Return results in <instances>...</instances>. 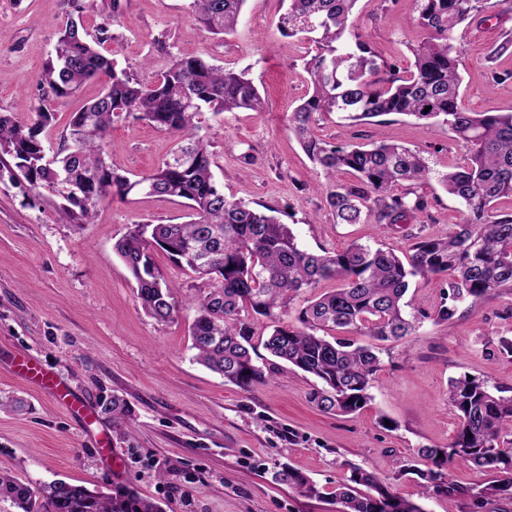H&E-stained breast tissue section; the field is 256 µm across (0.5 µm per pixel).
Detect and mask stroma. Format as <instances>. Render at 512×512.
Returning a JSON list of instances; mask_svg holds the SVG:
<instances>
[{"mask_svg": "<svg viewBox=\"0 0 512 512\" xmlns=\"http://www.w3.org/2000/svg\"><path fill=\"white\" fill-rule=\"evenodd\" d=\"M281 0H247L234 34L220 38L191 20V0H122L119 21L83 16L88 31L109 24V54L140 77L155 79L168 62L155 39L172 52L216 65L248 69L265 97L262 112L205 115L215 174L227 197L287 206L283 221L311 251H336L352 240L406 250L414 222L380 229L335 223L327 181L313 169L288 128V115L309 89L308 41L283 37ZM69 13L67 0H0V111L26 119L42 94L40 75ZM414 0H359L353 29L384 60L410 68L411 45L426 36ZM512 34V14L462 26V104L472 112L512 111V80L497 83L484 71L490 50ZM335 141L383 136L421 148L438 171L461 163L468 150L442 128L409 116L383 126L320 124ZM173 146L167 134L130 119L116 121L107 161L142 177ZM428 201L426 233L451 231L463 206L437 182L419 189ZM189 211L158 195L137 194L102 203L93 224L77 228L48 191L29 190L0 154V472L43 485L63 480L112 492L128 488L160 501L165 512H337L336 503L303 497L276 480L290 466L324 488L359 465L406 497L416 487L397 477L419 448H443L458 425L448 402L450 379L471 375L512 394V359L499 355L512 336V298L463 305L454 325L426 321L411 336L380 345L381 369L371 402L353 415L319 411L308 400L313 376L281 370L244 391L199 365L187 327L194 312L185 299L197 290L192 275L154 253L156 265L178 287L179 306L160 323L147 316L115 243L138 223L180 224ZM34 357L86 410L76 413L46 391L14 375L13 358ZM117 396L132 422L116 432L99 412Z\"/></svg>", "mask_w": 512, "mask_h": 512, "instance_id": "35a3bbf8", "label": "stroma"}]
</instances>
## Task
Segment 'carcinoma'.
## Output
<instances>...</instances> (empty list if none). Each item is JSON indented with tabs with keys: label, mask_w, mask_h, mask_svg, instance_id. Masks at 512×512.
<instances>
[{
	"label": "carcinoma",
	"mask_w": 512,
	"mask_h": 512,
	"mask_svg": "<svg viewBox=\"0 0 512 512\" xmlns=\"http://www.w3.org/2000/svg\"><path fill=\"white\" fill-rule=\"evenodd\" d=\"M415 2L417 24L428 37L412 49V67L402 74L350 27L357 0H288L279 25L283 36L301 34L315 46L305 62L309 90L290 113L288 126L308 159L334 180L326 202L336 223L393 225L426 212L427 199L415 186L429 181L431 169L421 151L383 137L365 144L324 139L316 133L324 117L335 114L345 127L413 116L428 128H448L468 147L464 163L437 173L441 186L464 206V217L444 235L417 233L403 255L356 241L342 251L313 253L282 222L286 207L227 197L213 173L214 155L199 134L200 124L206 113L265 110L249 69L228 70L201 57L174 54L160 41L168 64L155 80L141 81L109 56L110 27L103 24L92 35L80 19L96 11L116 20L119 0H72L74 10L41 75L50 95L29 121L0 112V153L12 159L32 191L55 194L57 184H74L77 195L59 198L80 229L93 223L107 199L124 201L145 192L184 200L192 210L190 221L138 223L115 245L143 311L167 322L177 308L176 286L152 258L159 250L205 284L190 302L189 336L198 363L244 391L264 382L265 372L251 355V318L265 317L273 323L262 339L269 355L321 382L310 401L326 413L355 414L372 400L370 388L381 368L375 347L357 343L356 337L397 340L431 317L452 323L465 301L512 297V210L499 207L502 199L512 200V112L463 108L462 47L455 36L462 24L492 8L511 11L512 0ZM245 3L192 0L191 17L206 31L226 35L238 25ZM95 78L105 80L104 93L70 114L58 142L47 140L53 101ZM125 118L149 124L175 142L168 157L139 179L106 161L110 129ZM340 171L356 181L335 182ZM439 276L444 283L434 314L406 318L403 300L410 284ZM326 282L336 287L307 301L298 324L283 322L281 315L299 293ZM448 402L459 417L452 441L445 448L418 449L422 465L404 464L400 475L412 479L419 496L458 497L470 512H483L497 501L512 504V395L496 394L486 382L465 375L450 380ZM99 408L118 427L131 420L126 403L115 396ZM460 465L495 472L498 479L461 485L452 477ZM279 480L308 498L331 495L341 512H424L357 466L330 493L292 468L283 469ZM0 499L11 501L18 512H163L156 501L133 491L105 495L61 480L34 488L3 472Z\"/></svg>",
	"instance_id": "obj_1"
}]
</instances>
